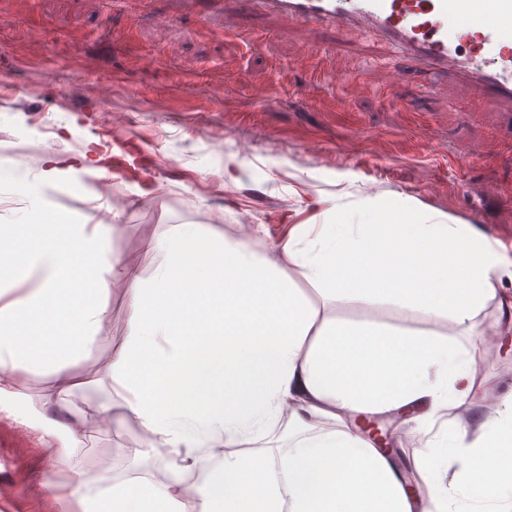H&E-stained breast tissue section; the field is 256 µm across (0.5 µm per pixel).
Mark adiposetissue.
Listing matches in <instances>:
<instances>
[{"mask_svg":"<svg viewBox=\"0 0 512 512\" xmlns=\"http://www.w3.org/2000/svg\"><path fill=\"white\" fill-rule=\"evenodd\" d=\"M59 175L50 160L10 186L30 273L0 282V398L78 477L77 424L140 429L98 485L99 512H500L512 390L477 376L475 354L496 346L489 325L512 322V259L477 226L368 194L275 235L158 224L130 265L120 225L70 223L47 202ZM116 292L123 336L103 368L80 371L110 339ZM218 296L214 354L194 337L213 325L200 304ZM38 317L64 330L56 345L34 335ZM34 377L47 381L37 410L24 393ZM476 399L492 410L472 423ZM358 416L402 417L427 449L401 463L351 428ZM142 447L160 449L163 480L127 468Z\"/></svg>","mask_w":512,"mask_h":512,"instance_id":"ef3b65f1","label":"adipose tissue"}]
</instances>
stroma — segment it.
I'll return each instance as SVG.
<instances>
[{
	"label": "stroma",
	"instance_id": "stroma-1",
	"mask_svg": "<svg viewBox=\"0 0 512 512\" xmlns=\"http://www.w3.org/2000/svg\"><path fill=\"white\" fill-rule=\"evenodd\" d=\"M304 51L322 58L326 83L305 85L293 69ZM392 56L376 34L288 25L238 0L205 26L177 0H0V169H38L50 143L68 165L95 142L103 112L123 113L112 136L124 171L108 207L61 188L49 198L85 219L111 210L133 262L163 222L314 224L376 191L411 195L425 216L512 224V102L459 98L451 78L419 65L388 85ZM82 430L87 468L111 475L133 431L94 420ZM47 479L62 498L44 491ZM0 487L15 495L9 512H70L68 495L95 489L52 470L38 434L1 412Z\"/></svg>",
	"mask_w": 512,
	"mask_h": 512
}]
</instances>
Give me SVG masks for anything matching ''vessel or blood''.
I'll return each instance as SVG.
<instances>
[{"label":"vessel or blood","instance_id":"1","mask_svg":"<svg viewBox=\"0 0 512 512\" xmlns=\"http://www.w3.org/2000/svg\"><path fill=\"white\" fill-rule=\"evenodd\" d=\"M289 22L377 31L402 58L437 72L457 71L459 97L475 89L512 100V46L485 24V11L512 19V0H247Z\"/></svg>","mask_w":512,"mask_h":512}]
</instances>
